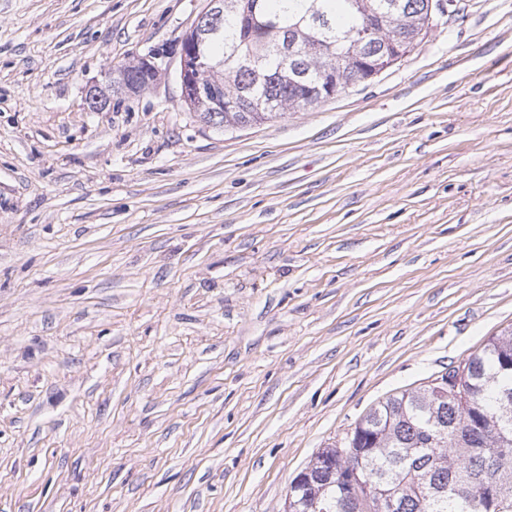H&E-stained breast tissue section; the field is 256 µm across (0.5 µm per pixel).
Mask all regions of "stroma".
<instances>
[{"mask_svg": "<svg viewBox=\"0 0 512 512\" xmlns=\"http://www.w3.org/2000/svg\"><path fill=\"white\" fill-rule=\"evenodd\" d=\"M205 0H0V512H283L371 406L512 330V0L365 85L216 130Z\"/></svg>", "mask_w": 512, "mask_h": 512, "instance_id": "1", "label": "stroma"}]
</instances>
